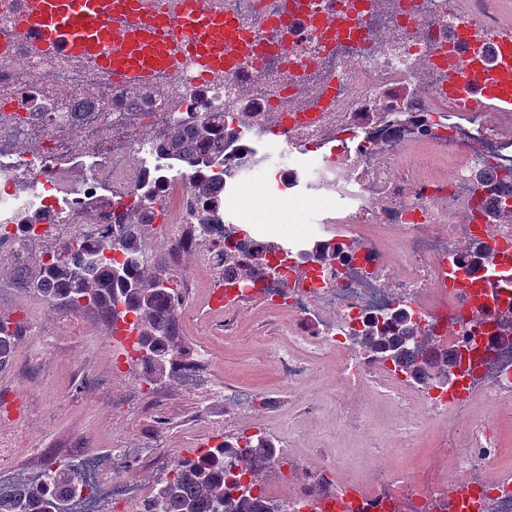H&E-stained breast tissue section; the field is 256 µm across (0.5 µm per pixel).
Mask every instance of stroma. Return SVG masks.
I'll list each match as a JSON object with an SVG mask.
<instances>
[{"label":"stroma","mask_w":512,"mask_h":512,"mask_svg":"<svg viewBox=\"0 0 512 512\" xmlns=\"http://www.w3.org/2000/svg\"><path fill=\"white\" fill-rule=\"evenodd\" d=\"M8 264V259L0 258V316H22L28 322L29 331L14 352L15 359L27 362V380L18 384L14 367L1 370L0 403L20 396L33 402L22 428L0 424V441L8 443L19 436L33 450L32 456L0 462L1 468L13 473L15 483H24L30 465L48 464L55 448L75 437L83 439L89 451L103 452L110 450L114 437L119 436L129 456L136 457L150 449L173 461L187 447L198 425L223 420V401L211 396L207 389L179 385L170 376L155 381L169 394L170 421L161 435H152L151 422L146 417L113 418L95 397L96 391L112 380V348L105 341L111 321L102 316L94 325L77 326L66 311L37 302L34 293L13 288ZM221 287L211 266L203 268L187 286L178 345L186 346L192 340L213 346L215 383L277 391L278 378L266 346L250 340L251 335L270 327L262 303H241L238 315L243 339L225 340L224 311L211 303ZM293 411V405L284 401L267 419L274 438L282 439L288 432L302 429L328 435L330 447L340 449L343 455H350L356 447L355 436L335 432L332 415L299 423L291 420Z\"/></svg>","instance_id":"obj_1"}]
</instances>
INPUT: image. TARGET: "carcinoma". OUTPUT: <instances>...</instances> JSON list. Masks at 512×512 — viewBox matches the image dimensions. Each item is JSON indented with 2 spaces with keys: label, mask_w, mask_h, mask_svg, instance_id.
Returning <instances> with one entry per match:
<instances>
[{
  "label": "carcinoma",
  "mask_w": 512,
  "mask_h": 512,
  "mask_svg": "<svg viewBox=\"0 0 512 512\" xmlns=\"http://www.w3.org/2000/svg\"><path fill=\"white\" fill-rule=\"evenodd\" d=\"M160 150L195 169L213 195L203 203L218 207L216 194L224 189V117L206 112L198 123L182 129ZM152 223L149 208L142 209L137 224H126L120 233L96 242L68 240L46 255L36 269L26 272L27 291L41 296L53 308L72 311L86 303L109 319L131 314L138 326V349L162 356L153 361L141 356L142 368L151 379L166 374L171 363L165 355L181 352L176 346L184 295L177 276L167 275L171 287L154 288L156 276L141 271L138 231ZM27 332L25 320L0 317V370L9 365L18 341ZM403 340L382 328L365 336L361 345L386 356ZM274 446L234 448L224 442L193 460L173 462L171 476L157 481V493L143 512H266L246 496L249 486L235 472L255 473L257 468L280 465ZM83 487L77 471H52L42 483L21 484L0 490V512H60V501L75 498Z\"/></svg>",
  "instance_id": "1"
}]
</instances>
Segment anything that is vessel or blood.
<instances>
[{"mask_svg": "<svg viewBox=\"0 0 512 512\" xmlns=\"http://www.w3.org/2000/svg\"><path fill=\"white\" fill-rule=\"evenodd\" d=\"M41 53L65 50L98 67L114 84L143 89L153 72L192 62L204 82L238 46L226 37L224 8L216 0H17L7 19ZM493 48H512V0H497ZM468 112H512V70L485 77L465 55L453 59Z\"/></svg>", "mask_w": 512, "mask_h": 512, "instance_id": "vessel-or-blood-1", "label": "vessel or blood"}]
</instances>
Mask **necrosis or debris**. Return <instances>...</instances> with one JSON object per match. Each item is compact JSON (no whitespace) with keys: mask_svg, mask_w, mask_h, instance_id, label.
Listing matches in <instances>:
<instances>
[{"mask_svg":"<svg viewBox=\"0 0 512 512\" xmlns=\"http://www.w3.org/2000/svg\"><path fill=\"white\" fill-rule=\"evenodd\" d=\"M244 51L204 85L192 65L160 71L142 101L115 89L98 69L69 56H29L16 65L21 36L0 23V252L17 265L36 262L30 241L45 237L93 241L117 231L113 205L139 202L146 185L161 189L150 238L139 256L148 267L194 278L182 265L200 241L238 247L245 271H230L224 291V336L237 335L236 303L260 299L270 316L288 314V340L273 341L272 363L289 392H298L315 360L339 356L336 417L360 430L368 415L347 404V391L377 390L399 414L397 425L362 449V471L346 477L354 495L336 494V454L289 456L278 480L255 482L251 494L274 512H512V316L485 288L512 271V224L492 220L512 204L511 112L458 113L448 96L450 57L457 48L483 60L492 0H477L466 46L454 38L451 0H226ZM347 17L339 33L326 12ZM51 73L70 95L53 104L42 81ZM224 115V203L232 219H204L194 169L159 153L175 128L193 126L196 107ZM137 120L128 123L129 109ZM281 116L285 140L264 133L262 112ZM265 185L276 179L290 224L285 243L248 232L266 209L263 194L239 201L238 176ZM475 255L456 263L460 240ZM167 245L158 264L159 245ZM414 323L431 356L453 352L473 370L470 391L452 393L441 375L420 383L405 364L359 350L372 328L400 334ZM112 376L131 389L105 391L113 411L150 412L169 422L166 395L140 379L130 341L110 334ZM213 354L194 344L176 373L187 386L210 387ZM228 444L268 440L257 419L273 399L228 385ZM438 426L439 446L408 477L373 465L376 455L410 456L422 431L416 404ZM252 426L240 428L241 417ZM452 461L469 492L450 507L441 464ZM79 463L84 498L144 504L142 472L164 475L160 457L129 462L122 447L105 453L65 446L55 463Z\"/></svg>","mask_w":512,"mask_h":512,"instance_id":"1","label":"necrosis or debris"}]
</instances>
